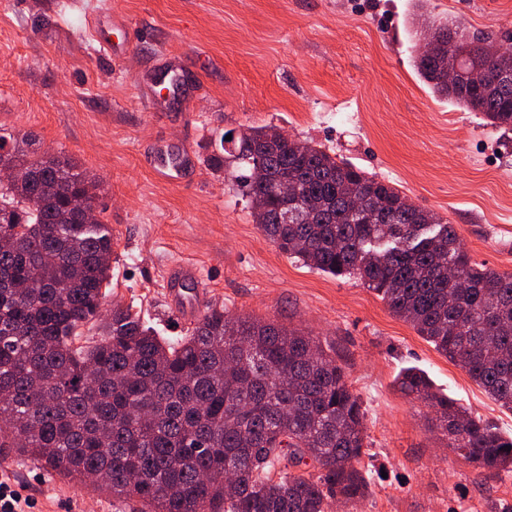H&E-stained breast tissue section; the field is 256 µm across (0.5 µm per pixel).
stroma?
Returning a JSON list of instances; mask_svg holds the SVG:
<instances>
[{
  "mask_svg": "<svg viewBox=\"0 0 512 512\" xmlns=\"http://www.w3.org/2000/svg\"><path fill=\"white\" fill-rule=\"evenodd\" d=\"M512 46V0H0V130L31 133L101 183L99 218L115 254L106 304L132 306L162 336L184 335L208 306L316 336L366 409L358 467L370 494L332 512H503L512 472L466 462L427 403L395 379L424 370L434 387L512 437L501 408L459 365L351 277L279 251L254 224L228 168L210 165L225 132L273 125L288 137L391 181L454 224L473 262L512 272V131L437 96L413 66L420 13ZM97 19L117 46L97 51ZM177 59L186 89L167 93L149 72ZM193 152L180 182L154 158ZM196 266L185 284L197 308H176L165 274ZM36 498L34 512H138L33 463L0 458Z\"/></svg>",
  "mask_w": 512,
  "mask_h": 512,
  "instance_id": "1",
  "label": "stroma"
}]
</instances>
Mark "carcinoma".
Instances as JSON below:
<instances>
[{"label":"carcinoma","mask_w":512,"mask_h":512,"mask_svg":"<svg viewBox=\"0 0 512 512\" xmlns=\"http://www.w3.org/2000/svg\"><path fill=\"white\" fill-rule=\"evenodd\" d=\"M447 56L415 58L433 92L512 130V50L466 36ZM462 70L448 86L444 70ZM254 223L284 254L352 276L512 411V273L471 261L454 225L391 182L272 125L236 137ZM27 135H0L21 178L0 185V448L140 512H327L363 499L356 467L365 408L315 338L212 306L185 336L155 334L112 308L86 350L76 330L102 317L112 236L86 220L99 183ZM295 194L280 192L284 183ZM461 279L448 277V267ZM400 392L429 403L449 447L478 469L512 472V437L438 394L410 367ZM312 461L316 473H293Z\"/></svg>","instance_id":"cac0c4a2"}]
</instances>
